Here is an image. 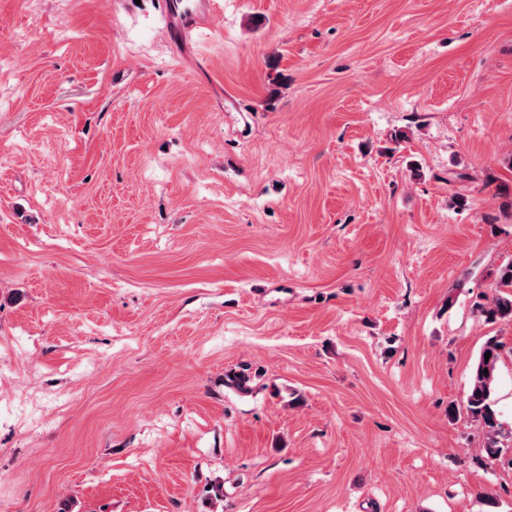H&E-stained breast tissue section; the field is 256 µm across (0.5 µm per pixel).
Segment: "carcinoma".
<instances>
[{
    "instance_id": "obj_1",
    "label": "carcinoma",
    "mask_w": 512,
    "mask_h": 512,
    "mask_svg": "<svg viewBox=\"0 0 512 512\" xmlns=\"http://www.w3.org/2000/svg\"><path fill=\"white\" fill-rule=\"evenodd\" d=\"M477 310L488 321L512 322V261L499 269L497 292L487 302L477 304ZM503 348L504 345L495 336L486 340L473 366L466 396V409L484 429V452L491 458L501 455L502 439L512 438V430H504L495 409V392ZM488 352L491 356L487 358L485 354ZM485 369L488 370L486 374L483 373Z\"/></svg>"
}]
</instances>
